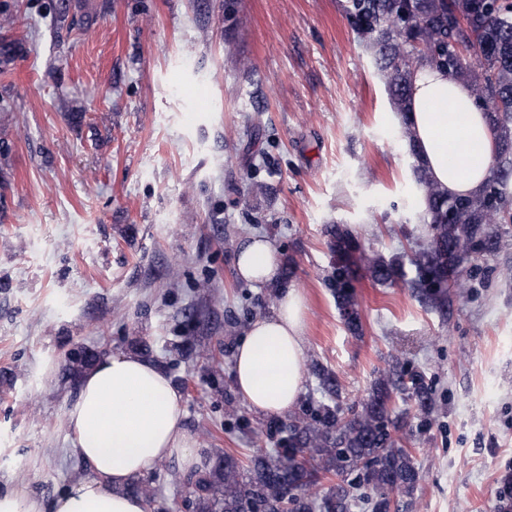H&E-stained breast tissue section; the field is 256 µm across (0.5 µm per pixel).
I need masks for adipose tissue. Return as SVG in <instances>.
<instances>
[{"mask_svg": "<svg viewBox=\"0 0 512 512\" xmlns=\"http://www.w3.org/2000/svg\"><path fill=\"white\" fill-rule=\"evenodd\" d=\"M470 85L430 63L418 64L410 82L408 124L423 168L452 197L478 194L490 175L497 140L488 114L473 103ZM236 270L260 286L278 277L276 251L264 236L239 250ZM305 303L288 289L273 312L255 319L234 354V382L258 414H283L304 389ZM183 396L167 373L132 353L99 359L79 380L64 416L69 452L91 476L72 483L51 502L17 488L0 494V512H147L131 482L176 460L183 472L205 458L184 426Z\"/></svg>", "mask_w": 512, "mask_h": 512, "instance_id": "obj_1", "label": "adipose tissue"}]
</instances>
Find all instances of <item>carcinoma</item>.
<instances>
[{
	"label": "carcinoma",
	"mask_w": 512,
	"mask_h": 512,
	"mask_svg": "<svg viewBox=\"0 0 512 512\" xmlns=\"http://www.w3.org/2000/svg\"><path fill=\"white\" fill-rule=\"evenodd\" d=\"M347 14L357 34L376 49L396 111L409 112L410 77L421 61L448 68L473 88L474 103L489 110L498 152L477 195L440 192L409 141L428 224L427 242L411 259L418 272L413 287L440 303L450 290L466 288L465 264L495 250L498 225L512 223V194L506 192L512 176V0H348ZM330 235L336 306L348 330L359 335L358 272L386 284L402 277V265L396 257L369 253L345 224L334 225ZM396 390L408 391L423 413L432 412L430 388L419 373L394 382L380 379L348 415L339 405L309 403L288 426H266V436L277 443L271 452L254 456L245 468L226 455L198 477V512H352L361 505L392 512L395 496L411 494L419 480L392 417ZM323 474L335 475L338 484L320 496L310 489Z\"/></svg>",
	"instance_id": "carcinoma-1"
}]
</instances>
